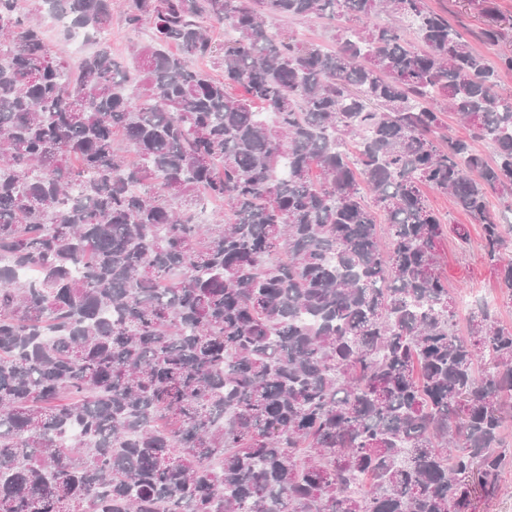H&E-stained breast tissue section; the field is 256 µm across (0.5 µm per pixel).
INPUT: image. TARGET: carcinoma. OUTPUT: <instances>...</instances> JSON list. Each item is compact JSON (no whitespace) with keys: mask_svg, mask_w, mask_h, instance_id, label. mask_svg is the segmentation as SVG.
<instances>
[{"mask_svg":"<svg viewBox=\"0 0 512 512\" xmlns=\"http://www.w3.org/2000/svg\"><path fill=\"white\" fill-rule=\"evenodd\" d=\"M49 10L95 36L75 68ZM124 15L133 79L112 0H0V512H475L512 470V324L457 332L425 190L512 305L498 71L424 0ZM312 15L336 48L272 32ZM122 4L123 0H112V30L109 37L117 59L131 69L132 59L127 48L132 42L146 41L149 30L146 27L139 29L129 27L124 20Z\"/></svg>","mask_w":512,"mask_h":512,"instance_id":"carcinoma-1","label":"carcinoma"}]
</instances>
